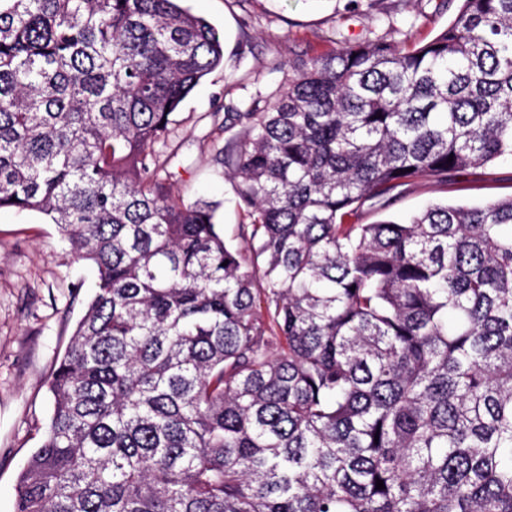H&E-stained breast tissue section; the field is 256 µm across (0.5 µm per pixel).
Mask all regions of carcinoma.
Returning <instances> with one entry per match:
<instances>
[{"instance_id":"cac0c4a2","label":"carcinoma","mask_w":512,"mask_h":512,"mask_svg":"<svg viewBox=\"0 0 512 512\" xmlns=\"http://www.w3.org/2000/svg\"><path fill=\"white\" fill-rule=\"evenodd\" d=\"M460 2L224 114L234 247L159 163L215 28L177 0H0V209L98 271L15 512H512V197L359 222L512 157V0Z\"/></svg>"}]
</instances>
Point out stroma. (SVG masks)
Wrapping results in <instances>:
<instances>
[{
    "label": "stroma",
    "mask_w": 512,
    "mask_h": 512,
    "mask_svg": "<svg viewBox=\"0 0 512 512\" xmlns=\"http://www.w3.org/2000/svg\"><path fill=\"white\" fill-rule=\"evenodd\" d=\"M365 0H183L206 18L224 43V63L186 97L174 116L162 159L169 188L185 202L214 204L227 241L246 223L232 179L217 155L242 137L225 125L228 107L246 110L283 85L289 61L330 54L335 36L359 41L377 29ZM459 0H377L381 18L430 40L454 18ZM380 18V19H381ZM512 196V159L449 175L447 183L417 180L394 192L388 207L361 220L402 221L448 198L471 205ZM97 283L90 263L75 259L58 227L41 214L0 211V512H14L18 477L41 444L51 398L48 381Z\"/></svg>",
    "instance_id": "obj_1"
}]
</instances>
